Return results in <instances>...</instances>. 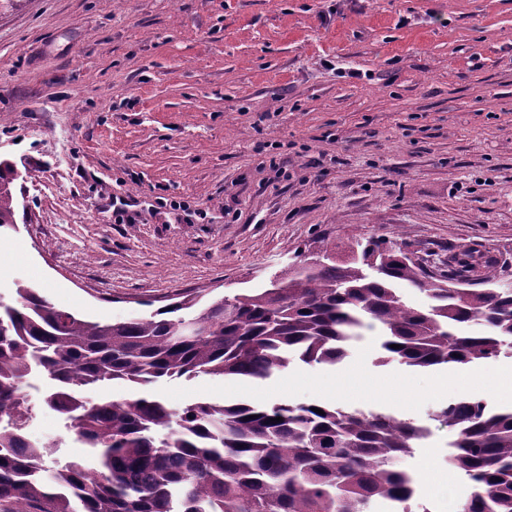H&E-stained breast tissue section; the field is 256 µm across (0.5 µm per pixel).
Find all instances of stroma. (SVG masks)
<instances>
[{"label":"stroma","mask_w":512,"mask_h":512,"mask_svg":"<svg viewBox=\"0 0 512 512\" xmlns=\"http://www.w3.org/2000/svg\"><path fill=\"white\" fill-rule=\"evenodd\" d=\"M0 159L17 173L15 281L91 320L122 321L192 291L264 283L316 246L403 238L440 261L477 248L512 265V0H27L0 14ZM140 223H130L133 215ZM378 330L334 366L261 382L164 378L197 400L318 402L432 432L416 501L457 512L463 479L430 416L447 366L379 364ZM29 379V437L91 459Z\"/></svg>","instance_id":"obj_1"}]
</instances>
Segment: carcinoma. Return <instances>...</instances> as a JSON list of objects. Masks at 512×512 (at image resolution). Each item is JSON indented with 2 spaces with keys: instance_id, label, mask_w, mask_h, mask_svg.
I'll list each match as a JSON object with an SVG mask.
<instances>
[{
  "instance_id": "cac0c4a2",
  "label": "carcinoma",
  "mask_w": 512,
  "mask_h": 512,
  "mask_svg": "<svg viewBox=\"0 0 512 512\" xmlns=\"http://www.w3.org/2000/svg\"><path fill=\"white\" fill-rule=\"evenodd\" d=\"M14 180L0 160V232L15 224ZM350 251L338 262L325 248L320 263L282 272L275 286L214 301L185 294L118 322L87 320L14 282L12 300L0 298V512H371L379 499L430 512L413 508L414 478L393 467L431 433L424 423L317 403L198 400L177 410L150 394L75 393L199 374L265 380L293 357L336 365L375 326L386 359L412 367L512 353V288L500 287L498 258L463 248L429 274L396 241L357 238ZM404 286L427 305L407 303ZM464 325L477 330L458 333ZM35 372L53 381L45 404L97 467H50L52 446L27 440ZM432 420L454 430L448 462L473 488L458 512H512V406L452 399Z\"/></svg>"
}]
</instances>
